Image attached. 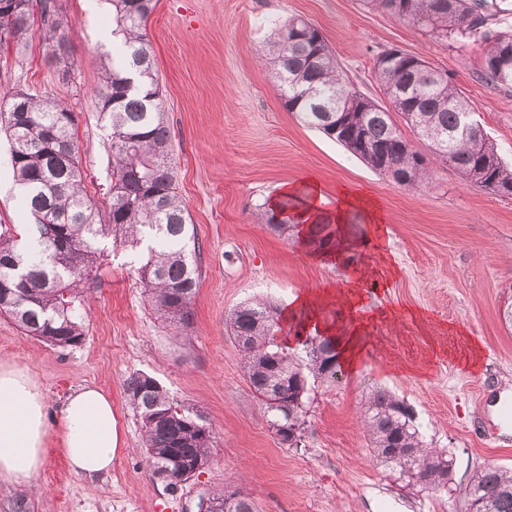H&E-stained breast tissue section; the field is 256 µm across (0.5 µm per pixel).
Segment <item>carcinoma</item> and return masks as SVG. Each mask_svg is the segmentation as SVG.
Listing matches in <instances>:
<instances>
[{
    "label": "carcinoma",
    "instance_id": "cac0c4a2",
    "mask_svg": "<svg viewBox=\"0 0 512 512\" xmlns=\"http://www.w3.org/2000/svg\"><path fill=\"white\" fill-rule=\"evenodd\" d=\"M0 6V46L25 44L33 15L30 0ZM116 26L112 43L119 55L103 64L97 88L99 117L112 156L109 208L100 214L82 187L75 114L63 102L17 89L0 100L20 197L34 223L28 238L0 229V314L29 336L66 348L83 341L88 283L102 264L105 241L129 249L134 272L158 318L175 329L191 325L200 271L187 205L171 165L170 127L159 98L153 47L145 34L157 0H111ZM375 9L418 26L435 37L482 48L481 68L492 82L512 88V11L503 8L489 28L486 0H367ZM42 33L50 55L66 56L63 19L57 0H39ZM273 73L286 93L283 105L305 125L319 129L376 172L388 168L400 186L417 189L428 179L426 158L404 138L399 115L432 152L471 185L512 196V164L474 116V109L448 76L396 48L380 51L374 78L381 104L348 88L335 53L318 28L302 18L274 27ZM346 134L336 133V120ZM329 223L309 225L308 244L318 251L339 246ZM281 311L264 299L245 302L227 314L225 326L237 342L244 373L264 409L269 429L286 427L303 437L310 381H332L329 361L336 344L319 336L298 360L276 340L285 330ZM286 330L300 336V324ZM127 404L143 432L152 475L175 492L185 482L180 468L206 465L213 435L202 436L197 408L180 404L152 376L130 375ZM370 457L384 473L407 487L448 492L453 458L428 447L413 411L396 394L376 389L362 406ZM468 512H512V470L484 466L465 488ZM206 499L220 512H255L241 487L218 490Z\"/></svg>",
    "mask_w": 512,
    "mask_h": 512
}]
</instances>
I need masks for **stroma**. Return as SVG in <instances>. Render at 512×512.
<instances>
[{
  "label": "stroma",
  "mask_w": 512,
  "mask_h": 512,
  "mask_svg": "<svg viewBox=\"0 0 512 512\" xmlns=\"http://www.w3.org/2000/svg\"><path fill=\"white\" fill-rule=\"evenodd\" d=\"M67 20L70 81L46 56L40 25L23 49H0V98L21 87L65 102L77 116L85 191L107 211L112 179L98 118L101 66L112 51L109 0H59ZM304 18L324 35L349 88L375 100V55L396 47L446 71L512 162V88L489 81L482 50L439 40L366 0H159L146 24L173 143L176 186L200 247L192 325L166 327L151 310L122 248H107L81 345L60 348L0 315V361L32 375L48 411L51 449L32 488L0 481V512H198L207 492L246 486L258 512H467L464 489L480 467L512 468V423L498 400L512 396V197L468 185L445 163L428 184L398 186L288 112L260 62L270 26ZM314 176L328 198L340 186L366 193L386 222L363 224L358 249L323 261L295 229L268 221L283 183ZM0 137V224H28ZM330 287L322 295V287ZM321 293L318 309L359 330L362 352L342 383L315 382L302 444H280L244 375L224 318L264 298L285 309ZM157 379L197 407L214 446L208 466L170 493L153 477L138 417L123 386ZM86 385L115 406L119 451L110 474L88 479L58 449L59 412ZM385 388L412 407L428 446L453 458V491L403 489L370 462L361 401Z\"/></svg>",
  "instance_id": "1"
}]
</instances>
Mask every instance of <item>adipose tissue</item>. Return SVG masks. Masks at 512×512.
I'll return each instance as SVG.
<instances>
[{"label":"adipose tissue","instance_id":"adipose-tissue-1","mask_svg":"<svg viewBox=\"0 0 512 512\" xmlns=\"http://www.w3.org/2000/svg\"><path fill=\"white\" fill-rule=\"evenodd\" d=\"M281 195L303 196L296 220L314 223L327 204L312 177L283 184ZM119 434L111 396L96 387L73 392L61 410L59 446L72 470L93 479L112 470ZM48 453L47 405L28 373L0 362V481L33 486Z\"/></svg>","mask_w":512,"mask_h":512}]
</instances>
